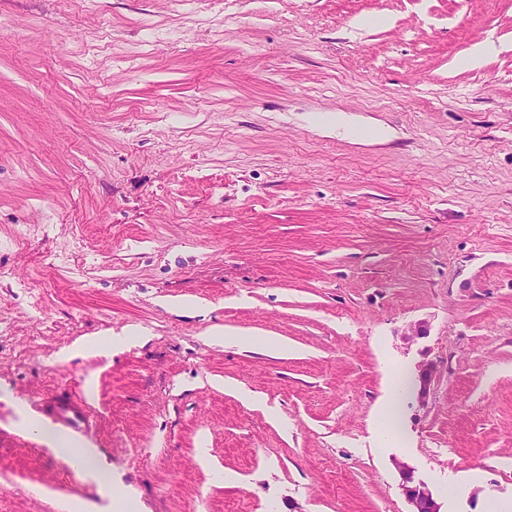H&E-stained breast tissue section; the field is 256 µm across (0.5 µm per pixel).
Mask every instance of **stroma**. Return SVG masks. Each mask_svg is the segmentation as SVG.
<instances>
[{
	"label": "stroma",
	"mask_w": 512,
	"mask_h": 512,
	"mask_svg": "<svg viewBox=\"0 0 512 512\" xmlns=\"http://www.w3.org/2000/svg\"><path fill=\"white\" fill-rule=\"evenodd\" d=\"M1 19L0 512H107L24 426L55 393L140 512H407L398 459L442 512L512 501V0ZM436 372L434 362L421 361L418 364L417 380L414 387L415 399L419 406L425 407L428 403V397L431 390V384Z\"/></svg>",
	"instance_id": "obj_1"
}]
</instances>
